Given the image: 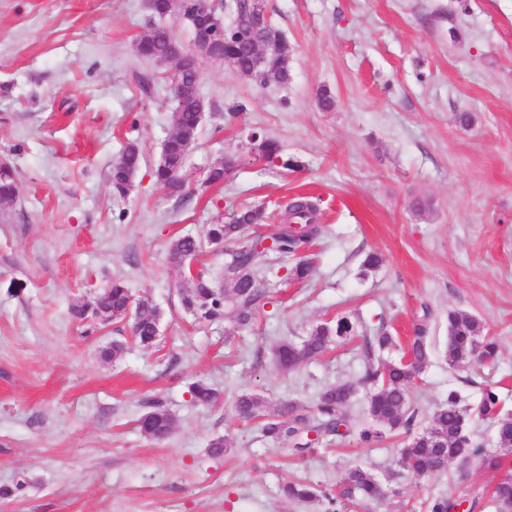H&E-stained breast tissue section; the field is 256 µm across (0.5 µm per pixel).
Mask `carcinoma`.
<instances>
[{"instance_id": "cac0c4a2", "label": "carcinoma", "mask_w": 512, "mask_h": 512, "mask_svg": "<svg viewBox=\"0 0 512 512\" xmlns=\"http://www.w3.org/2000/svg\"><path fill=\"white\" fill-rule=\"evenodd\" d=\"M205 0H180L179 11L189 24L193 35H198L202 26V10ZM220 11L233 13L234 26L225 27L223 39L214 43L212 54L230 65L244 78L258 85H286L291 78L289 60L292 48L285 35L273 24L256 31L253 29L251 0H220ZM270 46L269 51L256 61L247 50L251 37ZM136 50L138 54L155 62H180L183 69L182 85L174 100L172 121L174 130L165 139L166 154L158 158L153 167L156 182L174 193L181 191L179 180L186 154L183 145L194 143L202 129L199 115L200 96L194 79L195 61L183 56V50L173 40L166 28L155 25L141 38ZM249 139L256 144L258 157L267 162L280 158L277 143L262 132L253 130ZM143 162L139 144L130 141L121 156L112 165L111 183L115 196L123 197ZM18 194L15 176L6 163H0V208L13 205ZM289 222L302 225L298 232L279 225L270 236L271 245L263 246L264 238L244 234L249 226L264 223L267 216L262 206H247L231 211L227 221L213 224L206 241L192 235L174 240L170 246L171 262L179 267L185 258H193L204 252V246L226 255L222 279L216 280L203 270L186 271L187 286L180 288L181 305L185 312L209 322L226 321L243 325L248 323L264 294L256 288V268L270 254L299 255L323 233L318 223L317 204L304 198H295L285 208ZM132 307L136 320L131 324L133 338L144 347L156 344L153 324L160 315L156 306L146 300H137L122 281L115 279L110 285L95 294L91 300L74 304L71 317L83 327L82 334L92 336L106 323L96 320L86 311H105L109 322L126 321L127 307ZM448 343L446 353L448 366L477 360L479 364H493L499 356V345L494 337L483 332V326L474 317L459 311H448ZM429 314L414 325V337L410 344L416 364L410 366L398 360L381 361L376 352L395 344V339L381 329L372 336L363 337L361 344L363 367L356 382L332 385L320 391L314 409L295 402L273 407L257 393L244 392L238 395L235 408L244 419L259 418L262 435L277 445H286L296 455L309 451L319 442L332 443L337 438L354 437L357 441L372 446L390 436L404 434L407 440L400 449L407 471L414 478L437 476L443 473L451 458L464 453L478 460L484 467L500 471L505 457L512 455V413L504 409L499 394L492 387L482 390L474 408L461 405L457 391L448 392V398L430 417L428 426L415 431L418 409L410 402L409 392L414 378L430 362L431 341L429 336ZM357 327L348 318L325 321L312 327L301 343L284 341L276 347L279 367L292 370L306 360L329 350L338 340H350L356 336ZM370 389L367 408L361 423L355 425L347 418V410L358 386ZM194 402L212 405L218 400L217 391L207 382L197 380L189 386ZM493 420L497 425L499 448L486 450L470 437L459 438L460 428L467 427L470 412ZM142 434L155 441L167 438L173 428V417L163 404L154 400L148 403V411L138 419ZM281 496L300 503L323 502L324 512H350L353 507H363L378 502L388 494L379 479L361 465L350 466L336 488L327 490L306 482L287 481L280 486ZM491 501L497 512H512V470L505 471L492 492ZM462 502L448 498L444 493L431 497L427 512H452Z\"/></svg>"}]
</instances>
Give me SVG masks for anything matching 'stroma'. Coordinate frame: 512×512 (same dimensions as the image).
<instances>
[{"instance_id": "35a3bbf8", "label": "stroma", "mask_w": 512, "mask_h": 512, "mask_svg": "<svg viewBox=\"0 0 512 512\" xmlns=\"http://www.w3.org/2000/svg\"><path fill=\"white\" fill-rule=\"evenodd\" d=\"M146 3L0 0V163L19 187L0 208V512H322L286 502L279 485L332 488L357 463L389 491L372 512H426L438 492L479 496L474 512H496L485 492L500 474L479 461L413 478L401 434L292 455L234 404L248 390L313 407L323 388L359 377L361 342L285 371L280 340L345 316L360 335L384 328L403 345L427 309L432 355L410 389L421 419L449 391L471 404L487 386L512 411V0H265L293 49L292 78L262 87L202 63L207 114L177 196L152 175L173 130L174 65L136 52L153 25ZM323 87L328 111L315 99ZM462 111L474 116L466 130ZM254 129L279 143L278 162L256 159ZM132 139L144 163L121 199L109 172ZM230 158L223 184L203 188ZM298 193L319 197L325 227L310 277L284 280L289 256L261 264L257 286L273 301L244 327L185 313L171 242ZM417 197L428 202L420 212ZM370 251L383 262L365 272ZM115 278L161 310L154 347L132 342L129 324L85 338L71 319L74 302ZM452 310L497 337L496 364L449 367ZM117 338L123 356L101 361ZM200 379L218 389L216 406L193 401ZM154 399L174 418L161 442L137 423ZM222 435L234 450L212 456Z\"/></svg>"}]
</instances>
